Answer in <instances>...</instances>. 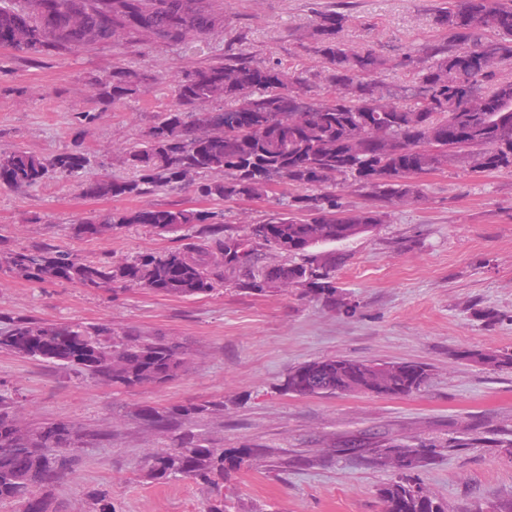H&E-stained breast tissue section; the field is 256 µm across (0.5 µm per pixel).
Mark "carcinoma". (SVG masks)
Wrapping results in <instances>:
<instances>
[{
	"instance_id": "1",
	"label": "carcinoma",
	"mask_w": 512,
	"mask_h": 512,
	"mask_svg": "<svg viewBox=\"0 0 512 512\" xmlns=\"http://www.w3.org/2000/svg\"><path fill=\"white\" fill-rule=\"evenodd\" d=\"M346 20L341 11L316 12L311 35L325 65L323 89L242 52L186 70L173 82L172 108L158 116L146 141L126 153L123 163L131 176H96L83 188L91 197L129 198L158 187L178 191L193 176L222 172V179L197 184L201 197L225 202L280 184L303 190L283 211L242 235L216 221V211L168 206L93 215L77 221L76 238L95 235L104 224H150L161 231L189 226L206 246L141 253L115 263L105 255L82 261L67 250L32 245L4 250L0 262L30 281L109 289L119 284L180 296L210 293L224 282V273L237 272L241 289L300 286L336 302L335 272L344 256L310 250L370 232L386 218L377 208L344 209L328 190L336 177H351L376 201L391 204L417 199L414 178L448 164L473 159L482 169L512 167V82H493L495 68L512 62V0H459L439 8L435 23L448 38L404 56L415 60L416 81L399 93L383 92L372 79L388 65L385 56L342 40ZM217 23L209 0H0V47L32 59L60 57L112 43L117 28L131 39L140 29H152L163 43L184 46ZM139 80L116 66L97 83V95L118 104L133 94ZM218 98L223 107L204 108ZM402 98L412 103L404 105ZM455 123L471 131L467 142L448 135ZM86 163L80 152L46 158L17 149L0 157L15 189L35 186L51 172L68 176ZM264 248L300 261L263 266L259 251ZM215 254L222 263L211 261ZM0 350L126 389L171 381L185 355L181 345L162 338L132 332L112 336L104 325L57 326L23 318L0 331ZM469 359L512 369V353H478ZM367 369L366 363L346 358L312 362L290 371L283 389L299 396L352 392L357 374ZM426 379L422 367L408 364L385 377L377 394L408 395ZM213 407L211 401L187 402L148 407L143 414L166 425L203 417ZM16 424L12 399L0 393V506L62 512L56 487L76 471L77 451L90 435L68 422L45 423L24 434ZM388 452L404 458L395 479L382 489L384 512H442L432 497L421 496L420 484L412 479V472L426 464L428 451L400 445L378 449L379 464ZM245 465L244 452L227 454L190 433L175 436L170 448L144 462L151 479L208 485L216 497L209 512H224V475ZM86 496L92 512H113L107 491L91 488Z\"/></svg>"
}]
</instances>
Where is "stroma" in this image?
<instances>
[{
    "mask_svg": "<svg viewBox=\"0 0 512 512\" xmlns=\"http://www.w3.org/2000/svg\"><path fill=\"white\" fill-rule=\"evenodd\" d=\"M448 0H226L223 20L185 47L149 41L93 45L35 60L0 48V156L23 148L46 157L78 150L90 164L70 178L50 175L33 188L0 186V242L47 243L79 259L187 247L190 231L119 224L77 239L78 219L171 203L213 210L193 187L135 198L94 199L82 192L95 175H125L126 150L145 140L169 109L170 84L185 70L242 52L301 72L317 84L321 59L308 34L319 10L343 7L342 38L392 59L376 75L400 90L411 75L404 53L444 39L433 23ZM140 74L132 95L112 105L95 84L114 66ZM82 112L93 122H79ZM418 199L387 206L384 224L333 244L336 302L303 288L261 293L227 274L209 294L171 296L149 288H86L34 282L0 265V328L21 317L43 324L136 330L183 346L186 363L163 385L133 389L76 378L43 361L0 351V393L18 398L21 424L69 421L100 433L79 451L77 472L57 488L64 512H90L86 489L112 496L114 512H206L209 488L188 479L158 482L144 460L169 448L172 434L143 410L223 400L211 414L180 427L206 444L253 449L248 469L224 480L225 512H382L381 489L392 470L348 452L376 441L431 449L417 476L444 512H489L512 500V370L471 361L477 352H512V170L448 165L416 178ZM295 190L286 185L217 208L235 231L266 221ZM422 366L417 392L403 397L285 393L288 372L328 358Z\"/></svg>",
    "mask_w": 512,
    "mask_h": 512,
    "instance_id": "stroma-1",
    "label": "stroma"
}]
</instances>
